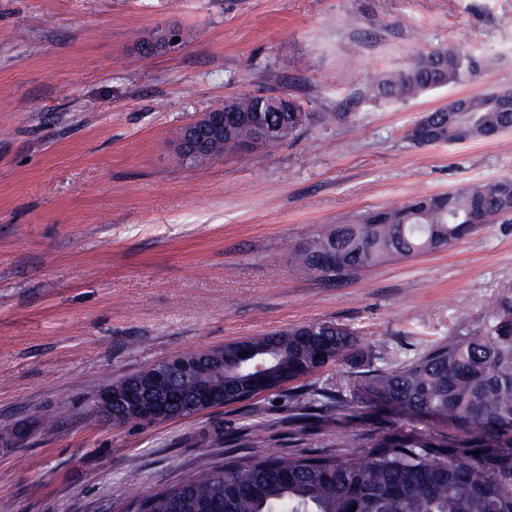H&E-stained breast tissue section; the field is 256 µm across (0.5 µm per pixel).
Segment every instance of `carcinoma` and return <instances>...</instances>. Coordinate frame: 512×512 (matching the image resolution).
<instances>
[{"label":"carcinoma","instance_id":"1","mask_svg":"<svg viewBox=\"0 0 512 512\" xmlns=\"http://www.w3.org/2000/svg\"><path fill=\"white\" fill-rule=\"evenodd\" d=\"M474 75L460 50L438 47L400 70L373 76L372 86L382 98L407 101ZM461 102L465 110L455 114V130L448 129L446 107L411 127L429 122V146L481 139L489 126L512 130V90ZM215 110L227 117L224 138L205 154L176 152L181 164L197 167L237 153L246 141L276 148L312 120L288 94L242 93ZM477 211L486 224L511 221L512 179L422 194L321 227L295 247L293 271L340 283L370 267L449 249L481 228L472 223ZM360 344L349 324L313 321L160 361L112 383L114 390L176 394L169 420L245 403L254 398L259 376L270 392L302 382L288 394L294 408L351 420L368 413L392 417L355 441L338 437L308 455L282 452L261 424L228 440L215 431L214 441L261 452L191 472L131 500L125 512H512V292L412 354L403 356L388 342L375 345L366 368L351 372L346 390L303 384L358 357ZM399 418L436 426L401 425ZM143 421L138 410L112 408L115 425Z\"/></svg>","mask_w":512,"mask_h":512}]
</instances>
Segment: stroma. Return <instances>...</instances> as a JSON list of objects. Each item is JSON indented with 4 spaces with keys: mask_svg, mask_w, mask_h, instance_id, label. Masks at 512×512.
Instances as JSON below:
<instances>
[{
    "mask_svg": "<svg viewBox=\"0 0 512 512\" xmlns=\"http://www.w3.org/2000/svg\"><path fill=\"white\" fill-rule=\"evenodd\" d=\"M178 39L156 55L143 41ZM458 48L470 82L397 102L374 72ZM512 90V0H0V500L15 512H122L223 463L225 436L266 426L312 454L364 424L302 417L287 390L121 426L93 409L112 382L187 351L317 320L412 349L512 291V223L338 286L291 271L321 224L427 193L512 179V131L418 147L425 112ZM289 94L294 139L198 167L178 128L225 98ZM139 470L129 483V465Z\"/></svg>",
    "mask_w": 512,
    "mask_h": 512,
    "instance_id": "35a3bbf8",
    "label": "stroma"
}]
</instances>
